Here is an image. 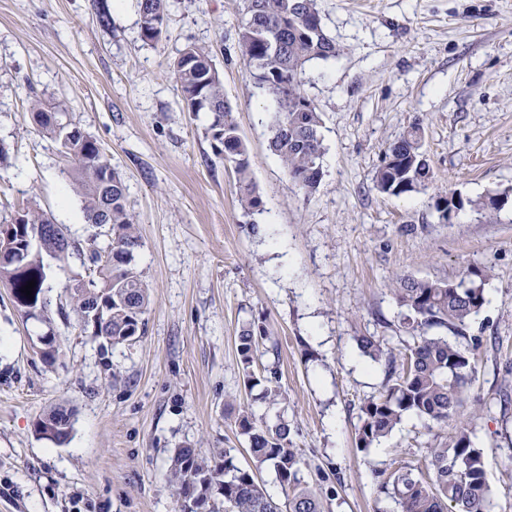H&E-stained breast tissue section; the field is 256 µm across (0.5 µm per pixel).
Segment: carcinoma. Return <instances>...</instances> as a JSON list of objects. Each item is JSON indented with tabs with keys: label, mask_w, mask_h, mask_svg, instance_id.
<instances>
[{
	"label": "carcinoma",
	"mask_w": 512,
	"mask_h": 512,
	"mask_svg": "<svg viewBox=\"0 0 512 512\" xmlns=\"http://www.w3.org/2000/svg\"><path fill=\"white\" fill-rule=\"evenodd\" d=\"M141 37L155 42L162 36L168 0H137ZM244 18L238 30L241 56L250 76L270 101L269 150L279 159L288 179L305 195L318 189L324 172L322 119L302 89L301 75L312 60H330L342 49L326 33L316 0H244ZM173 75L188 112L207 113L206 129L218 153L234 166L237 198L250 215L261 213L262 201L252 180L248 147L239 133L232 109L210 54L188 45L173 63ZM31 115L36 126L60 143L68 173L80 198L86 221L97 227L85 243L70 237L63 224L36 208L17 211L12 217L13 236L0 243L11 249L10 259L0 264V282L10 288L16 309L26 320L29 310L41 309L38 322L48 326L49 340L40 344L42 360L54 364L60 345L51 329L52 285L45 257L66 265L73 257L85 274H77L64 287L83 330L112 347L132 344L144 335L149 287L138 269L140 239L126 205L127 186L105 152L92 137L70 140L75 128L66 112H54L33 100ZM433 173L423 149V133L412 126L385 151L384 164L376 170L375 188L401 196L427 186ZM467 207L492 216L502 206L492 198L473 200L454 191L434 196L437 212L448 214ZM484 270L468 272L457 282L402 277L393 289L401 313L397 330L404 333L402 358H396L384 336H361L362 353L384 365L382 392L361 404L356 428V447L366 451L387 437L408 414L443 424L465 403L468 385L476 373L472 350L436 332L447 330L464 336V329L486 303ZM35 281L31 297L21 293ZM269 336L265 320L253 318L239 330L238 353L245 384H265L267 397L281 396L276 372L256 375L255 356ZM235 424L248 440L253 467L234 464L229 451L210 457L182 446L170 459L167 480L176 496L178 512H322L318 495L302 483L301 457L290 440L283 416L274 423L259 421L244 410ZM72 416L56 408L38 418L36 435L55 443L68 439ZM426 471L397 470L380 489L398 505L399 512H490L489 461L465 423L426 448ZM274 471L286 496L285 507L266 494L258 481L263 468Z\"/></svg>",
	"instance_id": "cac0c4a2"
}]
</instances>
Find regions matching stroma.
Returning a JSON list of instances; mask_svg holds the SVG:
<instances>
[{
	"label": "stroma",
	"instance_id": "obj_1",
	"mask_svg": "<svg viewBox=\"0 0 512 512\" xmlns=\"http://www.w3.org/2000/svg\"><path fill=\"white\" fill-rule=\"evenodd\" d=\"M0 0V224L26 206L84 241L95 233L57 142L29 112L41 99L69 113L124 178L150 288L145 333L111 347L71 310L52 312L61 347L46 365L37 338L0 283V512H176L165 471L175 448L231 450L250 463L240 408L284 415L323 512H397L379 476L426 467L425 449L471 420L489 462L492 512H512V201L495 218L467 209L453 223L436 194L512 193V0H318L339 57L308 63L303 89L322 118L324 177L304 195L268 149L269 103L238 47L243 0H170L159 42L143 41L135 0ZM210 51L251 158L262 213L237 202L232 166L184 111L172 72L187 45ZM434 178L399 197L373 175L411 126ZM488 271L487 302L465 329L477 372L458 417L410 415L367 451L355 445L362 402L382 369L356 339L399 347L397 277L459 280ZM265 319L282 397L246 387L242 323ZM74 412L69 440L35 435L50 406Z\"/></svg>",
	"mask_w": 512,
	"mask_h": 512
}]
</instances>
